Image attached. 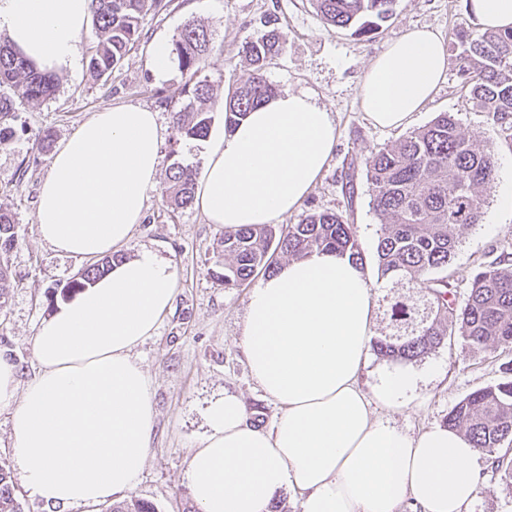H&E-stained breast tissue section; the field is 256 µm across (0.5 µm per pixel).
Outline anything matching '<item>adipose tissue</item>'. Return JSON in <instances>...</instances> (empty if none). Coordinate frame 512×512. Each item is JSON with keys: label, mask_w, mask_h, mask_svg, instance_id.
I'll return each instance as SVG.
<instances>
[{"label": "adipose tissue", "mask_w": 512, "mask_h": 512, "mask_svg": "<svg viewBox=\"0 0 512 512\" xmlns=\"http://www.w3.org/2000/svg\"><path fill=\"white\" fill-rule=\"evenodd\" d=\"M90 0H0V30L43 70L74 69ZM447 69L442 36L422 26L366 69L361 106L375 125L408 124ZM330 112L303 91L263 102L208 147L196 203L209 223L270 224L312 191L336 145ZM158 115L135 105L94 113L59 147L35 221L62 254L99 258L126 246L159 172ZM172 265L143 249L38 328L37 375L20 384L0 355V409L30 493L52 506L91 505L130 491L154 425L151 382L132 355L156 333L174 296ZM377 294L348 257L315 252L278 267L249 294L241 336L252 379L278 407L252 423L228 394L187 464L200 512H269L281 491L301 512H463L479 492V452L436 426L410 435L374 417L407 404L422 378L386 372L364 390Z\"/></svg>", "instance_id": "ef3b65f1"}]
</instances>
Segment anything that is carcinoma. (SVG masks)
Listing matches in <instances>:
<instances>
[{"mask_svg": "<svg viewBox=\"0 0 512 512\" xmlns=\"http://www.w3.org/2000/svg\"><path fill=\"white\" fill-rule=\"evenodd\" d=\"M321 20L354 28L366 35L393 15L396 0H312ZM160 0H90L97 45L89 61L99 77L112 72L139 39L140 20ZM460 76L474 109L491 116L500 135L512 145V30L460 26ZM213 42L205 25L189 22L172 43L179 70L190 74L186 102L172 111L181 139L207 137L213 112H224L229 130L263 100L276 94L264 69L281 55L284 44L275 31L245 43L242 53L253 65L250 77L217 101L213 89L197 78ZM55 75L38 70L8 39L0 37V147L15 135L9 123L16 103L51 98ZM372 209L380 223L376 254L380 288L405 287L412 295L389 304L384 334L371 340L376 354L389 361L417 362L454 336L472 353L512 348V253L503 251L474 276L463 302L456 301L448 277L436 273L448 264L463 234L482 223L487 190L495 180L494 155L464 134L458 120L439 113L364 158ZM196 173L176 159L162 196L174 209L192 205ZM14 215L0 208V284L8 278L7 255L15 245ZM329 251L363 264V255L348 217L335 212L308 214L298 224L274 227L251 224L224 235V261L212 275L226 288H238L253 277L274 273L281 258L302 259ZM119 256H107L85 268L62 289L76 293L104 276ZM506 379L480 388L461 401L446 418L448 428L465 433L491 468L512 490V363ZM0 512H22L9 471L0 466ZM109 512H156L142 500L112 505Z\"/></svg>", "mask_w": 512, "mask_h": 512, "instance_id": "cac0c4a2", "label": "carcinoma"}]
</instances>
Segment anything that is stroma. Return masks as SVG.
Masks as SVG:
<instances>
[{
    "label": "stroma",
    "mask_w": 512,
    "mask_h": 512,
    "mask_svg": "<svg viewBox=\"0 0 512 512\" xmlns=\"http://www.w3.org/2000/svg\"><path fill=\"white\" fill-rule=\"evenodd\" d=\"M269 18L275 21L285 51L267 66L266 79L281 92L312 94L331 112L337 128L328 166L301 205L279 222L296 224L314 211L347 214L354 223L369 279L377 277L375 247L380 224L361 163L372 149L395 141L402 131L374 126L361 108L359 92L367 67L389 43L413 27L429 26L447 44L446 77L432 100L414 114L411 128L429 123L439 113H454L462 130L480 148L493 150L497 170L512 164V147L488 114L473 109L462 87L455 33L469 21L464 0H397L393 16L366 37L323 23L311 0H161L142 18L137 45L112 73L101 77L89 70L97 38L94 30H87L81 38L78 68L59 73V88L51 99L17 103L11 119L16 136L9 146L0 148V207L16 217V245L8 255V292L0 305V353L16 365L20 381L32 379L38 370L32 339L40 323L61 303L63 286L87 265L86 260L56 251L41 238L35 222L52 149L94 113L133 104L159 114L164 128L160 173H167L177 158L201 169L205 142H186L179 155L171 153L178 137L171 110L185 101L187 77L175 66L164 77H155L150 68L151 49L160 40L173 42L189 21L209 25L214 32L213 49L200 76L222 99L250 75L252 67L242 46L264 33ZM46 134L52 148L42 152L37 144ZM350 168L356 182L351 197L342 189V178ZM499 190V185H492L482 224L464 236L448 266L458 298H465L474 275L492 260L493 249L512 246V214L500 210ZM223 239V227L208 223L199 207L172 209L156 190L129 244L120 250L126 258L151 250L170 262L176 273L174 299L160 317L156 336L133 352L151 380L155 421L146 467L125 497L151 502L156 512H186L192 504L187 459L208 431L206 410L211 401L226 393L236 395L251 420L264 427L270 426L277 412L250 376L240 343L252 287L227 288L212 275ZM511 360L512 350L473 355L461 340H452L417 362L425 377L407 407L393 411L379 406L374 416L411 434L443 424L448 411L468 394L500 382L502 365ZM0 465L11 475L22 512H106L108 508L104 502L53 507L33 497L15 463L6 409L0 410ZM479 465L480 490L464 512H512V492L487 460H480Z\"/></svg>",
    "instance_id": "1"
}]
</instances>
